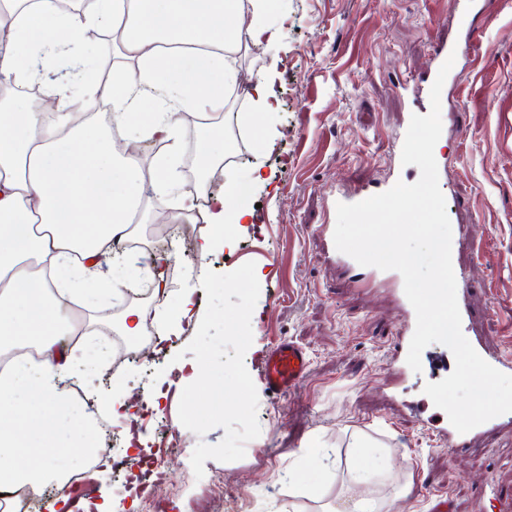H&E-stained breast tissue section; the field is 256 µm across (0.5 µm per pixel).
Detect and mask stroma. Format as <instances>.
Listing matches in <instances>:
<instances>
[{"label": "stroma", "mask_w": 512, "mask_h": 512, "mask_svg": "<svg viewBox=\"0 0 512 512\" xmlns=\"http://www.w3.org/2000/svg\"><path fill=\"white\" fill-rule=\"evenodd\" d=\"M275 18L282 41L241 48L237 57L246 74L279 59L270 87L275 110L265 125L257 123L256 106L237 96L226 98L220 112L182 114L176 192L146 200L137 224L117 242L136 257H168L159 268L164 294L152 299L164 343L139 367L108 359L89 391L100 396L119 383L132 398L157 396L155 416L140 427L143 443L128 456L161 454L163 479L141 488L137 469L115 468L104 456L85 499L110 512H147L156 502L165 512H324L348 478L351 445L363 442L392 467L391 479L375 488L396 495L394 512H429L436 492L448 494L454 512H491L482 496L487 483L512 493V422L469 447L440 442V410L424 387L453 371L451 351L429 345L421 371L398 379L393 356L407 314L394 283L377 268L338 260L333 235L338 197L360 190L372 196L394 180L419 179L417 166L401 163L410 116L430 105L425 80L436 68L435 48L465 25L481 59L469 63L467 47L456 50L434 156L452 236L461 242L454 259L469 275L473 333L490 348L512 352V0H280ZM85 62L91 75L113 73L124 63L122 46L89 36ZM205 126L224 130L225 168L244 176L259 164L267 181L250 186L254 224L231 229V248L218 245L203 255L208 225L191 232L186 249L167 244L163 232L197 181L211 195L224 192L223 182L196 175L197 136ZM249 261L266 277L246 369L258 377L267 350L291 341L305 349L308 373L286 393L258 387L259 437L241 460H206L198 479L190 462L196 444L218 443L225 430L200 437L181 424L184 369L193 362L183 350L197 328L189 324L167 337V316L198 268L225 274ZM142 306L110 299L81 306L76 320L119 351L139 339L114 335V325ZM165 434L179 450L160 451ZM405 484L409 492L399 495Z\"/></svg>", "instance_id": "35a3bbf8"}]
</instances>
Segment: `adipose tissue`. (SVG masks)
Here are the masks:
<instances>
[{"instance_id": "ef3b65f1", "label": "adipose tissue", "mask_w": 512, "mask_h": 512, "mask_svg": "<svg viewBox=\"0 0 512 512\" xmlns=\"http://www.w3.org/2000/svg\"><path fill=\"white\" fill-rule=\"evenodd\" d=\"M61 2L0 0V355L9 358L0 367V512L45 487L53 491L47 512H71L69 476L95 445L96 412L73 403L69 385L100 355L89 340L61 346L70 305L116 291L101 270L107 245L135 223L146 187L176 190L181 113L223 110L230 87L271 111L274 66L244 80L235 53L282 37L268 20L278 0H91L75 11ZM97 28L120 36L129 63L83 87L81 112L111 104L117 127L165 141L154 166L114 152L108 130L79 120L72 72L53 78L45 66L62 53L82 67L86 34ZM23 85L42 86L54 125L19 101ZM243 187L231 173L212 197L202 253L230 245L227 226L250 223ZM30 348L39 356L32 367Z\"/></svg>"}]
</instances>
